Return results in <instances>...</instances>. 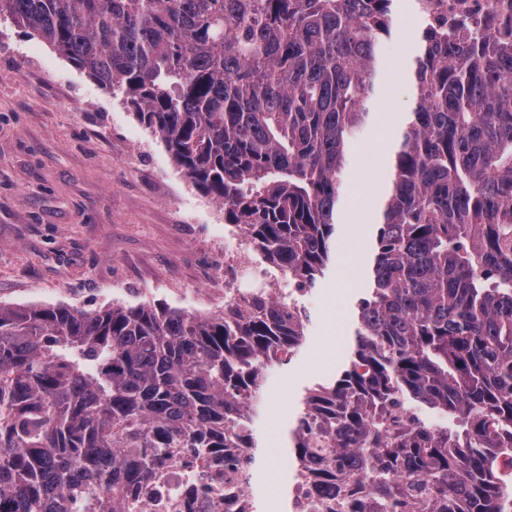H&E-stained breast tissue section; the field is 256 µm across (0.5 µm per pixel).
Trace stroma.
I'll use <instances>...</instances> for the list:
<instances>
[{
	"label": "stroma",
	"mask_w": 512,
	"mask_h": 512,
	"mask_svg": "<svg viewBox=\"0 0 512 512\" xmlns=\"http://www.w3.org/2000/svg\"><path fill=\"white\" fill-rule=\"evenodd\" d=\"M379 46L367 127L352 143L336 256L310 287L309 322L289 362L269 369L253 428L261 456L252 495L285 512L284 446L307 388L332 380L353 344L355 303L367 286L371 236L388 169L384 128L412 107L406 77L421 28L406 0ZM368 208H359L362 197ZM224 210L184 178L164 143L120 99L23 28L0 18V303L86 311L163 303L224 309L206 251L224 243ZM349 267L344 295L336 277Z\"/></svg>",
	"instance_id": "35a3bbf8"
}]
</instances>
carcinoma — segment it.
<instances>
[{"label": "carcinoma", "instance_id": "cac0c4a2", "mask_svg": "<svg viewBox=\"0 0 512 512\" xmlns=\"http://www.w3.org/2000/svg\"><path fill=\"white\" fill-rule=\"evenodd\" d=\"M395 0H0L121 97L281 274L312 287L334 248ZM355 348L306 391L294 476L322 512H512V30L423 27ZM305 336L283 300L211 316L165 306L0 304V512H107L174 448L241 447L265 371ZM418 403L457 428L402 420Z\"/></svg>", "mask_w": 512, "mask_h": 512}]
</instances>
